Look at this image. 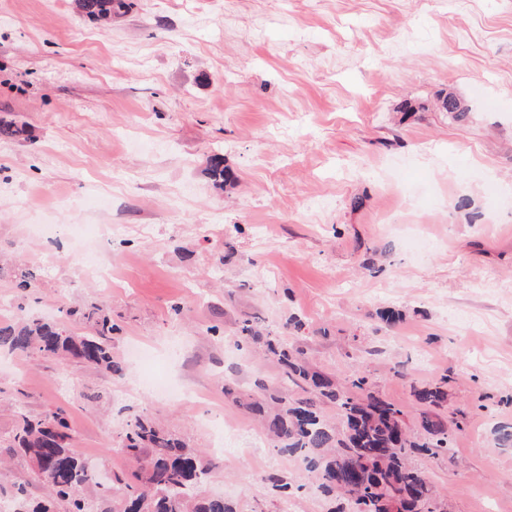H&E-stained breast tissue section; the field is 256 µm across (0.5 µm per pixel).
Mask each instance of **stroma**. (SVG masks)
Listing matches in <instances>:
<instances>
[{
  "label": "stroma",
  "mask_w": 512,
  "mask_h": 512,
  "mask_svg": "<svg viewBox=\"0 0 512 512\" xmlns=\"http://www.w3.org/2000/svg\"><path fill=\"white\" fill-rule=\"evenodd\" d=\"M128 3L104 29L73 0H0V121L19 129L0 136V260L38 281L21 299L0 277V310L102 307L127 366L1 368L0 436L14 404L61 406L71 447L99 457L126 419L156 417L209 450L204 489L235 512H280L272 473L300 484L296 512H331L224 393L228 374L284 386L274 358L234 347L241 314L288 340L296 315L314 368H363L415 437L412 387L448 377L443 413L464 414L453 456L413 464L449 512H512V447L496 441L512 426V0ZM215 156L232 174L220 189ZM94 249L106 293L83 268ZM388 307L400 323L380 320ZM149 367L208 410L139 386ZM220 415L254 460L212 453Z\"/></svg>",
  "instance_id": "35a3bbf8"
}]
</instances>
